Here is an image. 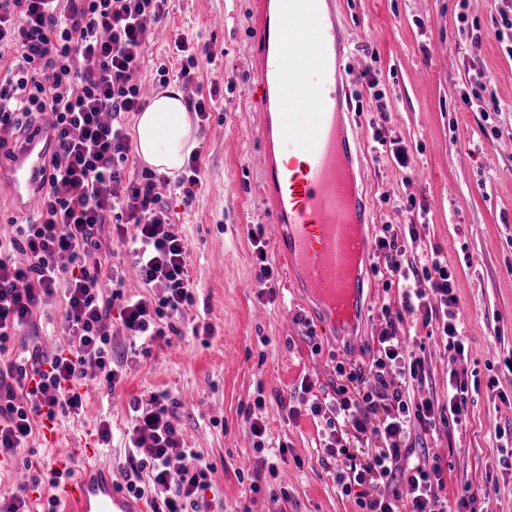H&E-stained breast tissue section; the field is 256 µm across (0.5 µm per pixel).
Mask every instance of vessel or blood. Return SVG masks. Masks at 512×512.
Instances as JSON below:
<instances>
[{"label": "vessel or blood", "instance_id": "1", "mask_svg": "<svg viewBox=\"0 0 512 512\" xmlns=\"http://www.w3.org/2000/svg\"><path fill=\"white\" fill-rule=\"evenodd\" d=\"M252 88L260 112L258 139L264 197L277 252L328 323L348 305L360 316L364 281L351 275L353 250L369 253L372 241L352 243L351 226L371 218L359 195L361 139L345 122L348 104L344 46L335 0H252ZM305 37L298 50L295 34ZM55 149L52 129L40 127L20 141L0 166V195L11 208L31 213L41 196L40 177ZM302 157L295 166L293 157ZM92 432L56 439L52 471L63 512H150L125 489L111 465L97 462Z\"/></svg>", "mask_w": 512, "mask_h": 512}]
</instances>
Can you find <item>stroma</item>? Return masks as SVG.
Wrapping results in <instances>:
<instances>
[{"instance_id":"35a3bbf8","label":"stroma","mask_w":512,"mask_h":512,"mask_svg":"<svg viewBox=\"0 0 512 512\" xmlns=\"http://www.w3.org/2000/svg\"><path fill=\"white\" fill-rule=\"evenodd\" d=\"M349 32L348 87L365 144L363 188L375 221L400 230L425 212L418 248L439 251L456 280L459 316L468 354L458 360L469 381V417L441 430L432 454L445 467L449 500L462 486L487 498L490 512H512V468L500 462L498 433L512 428V374L498 356L512 350V31L502 22L512 0H336ZM220 14L223 27L209 18ZM137 81L152 99L177 81L168 42L186 32L206 49L199 58L202 93L218 89L222 111L196 125L202 148L203 187L192 202L163 191L175 229L188 245L194 302L175 324L181 333L152 345L149 356H131L132 339L115 337L128 353L126 377L115 390L89 388L81 416L55 422L60 434L112 424V445L101 460L124 474L132 424L130 402L164 392L175 400L185 447L213 464L210 493L223 512H356L336 482L340 461L327 458L328 429L312 403L336 387L344 352L361 357L384 320L382 303L397 304L382 264L368 259L364 287L372 295L348 332L329 331L314 302L278 267L273 296L254 288L256 259L250 229L264 231L275 255L267 205L253 162L259 114L247 98L251 54V0H170L166 18L152 21ZM402 140L412 166L400 168L388 149L372 150L374 137ZM424 356L431 381L418 398L448 395V353L439 336L405 317L398 331ZM311 391L299 388L302 378ZM297 414H289V407ZM260 412L265 450H257L248 416ZM285 446L272 484L252 491L239 474L261 465ZM287 500L272 504L271 488Z\"/></svg>"}]
</instances>
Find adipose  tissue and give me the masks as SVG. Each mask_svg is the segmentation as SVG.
Returning a JSON list of instances; mask_svg holds the SVG:
<instances>
[{
  "mask_svg": "<svg viewBox=\"0 0 512 512\" xmlns=\"http://www.w3.org/2000/svg\"><path fill=\"white\" fill-rule=\"evenodd\" d=\"M134 133L136 150L147 165L168 175L182 168L197 138L179 86H169L139 113Z\"/></svg>",
  "mask_w": 512,
  "mask_h": 512,
  "instance_id": "obj_1",
  "label": "adipose tissue"
}]
</instances>
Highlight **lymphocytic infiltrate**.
I'll return each mask as SVG.
<instances>
[{
    "instance_id": "1",
    "label": "lymphocytic infiltrate",
    "mask_w": 512,
    "mask_h": 512,
    "mask_svg": "<svg viewBox=\"0 0 512 512\" xmlns=\"http://www.w3.org/2000/svg\"><path fill=\"white\" fill-rule=\"evenodd\" d=\"M167 13L168 0H0V60L9 61L0 67V130L25 132L37 120L58 138L34 217L0 234V459L23 458L35 485L42 471L27 442L36 424L81 415L90 381L112 390L124 380L113 335L147 345L167 340L174 317L194 301L187 246L161 191L173 185L185 201L195 198L200 150L174 178L124 174L125 118L145 107L134 76L149 40L146 21ZM169 51L181 62L177 77L191 111L209 120L218 101L195 84L198 44L177 33ZM109 225L140 280L155 288L153 299L125 296L123 275L101 253ZM419 238L415 224L375 237L378 259L404 285L401 309L383 306L385 325L369 359L337 362L333 396L310 411L325 420L324 452L344 464L341 492L359 512H485L466 486L449 502L439 459L422 452L428 436L466 420L469 409L468 383L455 368L467 348L454 274L446 260L417 253ZM55 307L62 315L54 348L12 355L9 342L34 326L37 310ZM406 313L436 325L445 342L446 402L411 396L428 370L398 337ZM131 408L128 491L153 496L156 512H212L206 492L214 467L184 448L175 403L160 392L133 399Z\"/></svg>"
}]
</instances>
